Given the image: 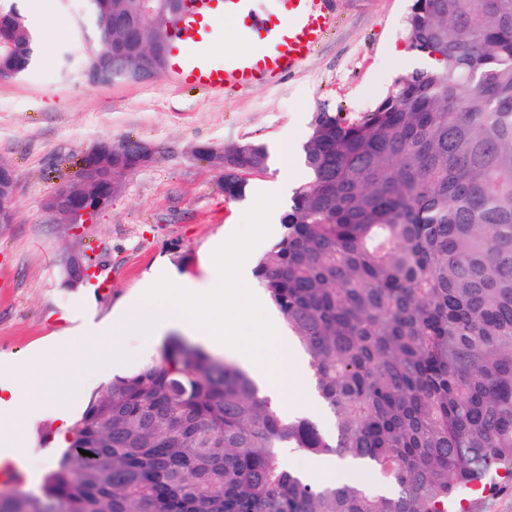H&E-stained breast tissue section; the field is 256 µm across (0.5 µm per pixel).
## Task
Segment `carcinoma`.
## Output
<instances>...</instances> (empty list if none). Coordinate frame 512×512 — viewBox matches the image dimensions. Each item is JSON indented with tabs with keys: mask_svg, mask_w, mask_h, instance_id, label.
I'll list each match as a JSON object with an SVG mask.
<instances>
[{
	"mask_svg": "<svg viewBox=\"0 0 512 512\" xmlns=\"http://www.w3.org/2000/svg\"><path fill=\"white\" fill-rule=\"evenodd\" d=\"M120 2L155 47L135 0H85L65 67L96 71ZM403 28L431 67L354 117L316 113L308 179L255 268L333 430L174 339L91 397L54 468L0 512H448L512 474V0H411ZM0 35V69L25 76L37 42L19 0L0 5ZM268 160L224 147V194ZM286 448L364 478L319 484Z\"/></svg>",
	"mask_w": 512,
	"mask_h": 512,
	"instance_id": "obj_1",
	"label": "carcinoma"
}]
</instances>
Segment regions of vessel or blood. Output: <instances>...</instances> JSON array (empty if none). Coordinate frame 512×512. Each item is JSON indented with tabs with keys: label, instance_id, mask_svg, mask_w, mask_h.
Returning <instances> with one entry per match:
<instances>
[{
	"label": "vessel or blood",
	"instance_id": "1",
	"mask_svg": "<svg viewBox=\"0 0 512 512\" xmlns=\"http://www.w3.org/2000/svg\"><path fill=\"white\" fill-rule=\"evenodd\" d=\"M337 0H183L169 39V69L176 84L219 94L269 85L298 69L336 24ZM230 18L250 43L248 53H229L223 64L208 60L202 48L215 38L213 20Z\"/></svg>",
	"mask_w": 512,
	"mask_h": 512
}]
</instances>
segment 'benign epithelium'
<instances>
[{
	"label": "benign epithelium",
	"mask_w": 512,
	"mask_h": 512,
	"mask_svg": "<svg viewBox=\"0 0 512 512\" xmlns=\"http://www.w3.org/2000/svg\"><path fill=\"white\" fill-rule=\"evenodd\" d=\"M152 53L142 51L135 39H130L120 47L105 51L102 58L103 66L110 69L114 66L124 70H132L138 77L152 73L148 66ZM127 152V142L114 144L110 141L101 142L94 150L93 156L99 158L96 165H84L78 171L77 179L82 182V192L69 183L58 187L45 201L46 213L55 221L65 224L78 234L88 224L96 222L97 217L112 205V197L120 192V183L112 180V161L122 158ZM0 178L10 189L7 196L0 195V212L12 208V201L17 192L18 183L12 169L0 164ZM71 281H88L92 269L83 262V255L69 257L64 266Z\"/></svg>",
	"instance_id": "obj_1"
}]
</instances>
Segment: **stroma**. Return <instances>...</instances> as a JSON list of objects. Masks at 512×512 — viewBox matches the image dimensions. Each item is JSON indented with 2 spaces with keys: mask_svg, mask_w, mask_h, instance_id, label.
<instances>
[{
  "mask_svg": "<svg viewBox=\"0 0 512 512\" xmlns=\"http://www.w3.org/2000/svg\"><path fill=\"white\" fill-rule=\"evenodd\" d=\"M49 2L61 25L49 32L48 55L26 77L0 81V161L18 179L17 221L0 226V371L50 336L72 335L71 314L85 301L107 315L161 263L200 275L201 250L216 236L231 235L258 193H279L275 214L284 216L307 178L299 150L319 107L366 111L398 77L429 65L408 50V0H339L334 30L275 85L229 89L220 97L173 86L165 74L143 83L93 85L77 69L60 75L84 0ZM127 139L152 146L155 158L123 175L120 193L96 223L75 235L49 222L45 199L73 179L100 141ZM284 139L295 148L289 171L269 160L236 199L225 196L220 174L195 152L203 144L244 141L270 150ZM90 252L107 286L68 287L63 263ZM462 507L512 512V478L500 476L492 491L473 489Z\"/></svg>",
  "mask_w": 512,
  "mask_h": 512,
  "instance_id": "35a3bbf8",
  "label": "stroma"
}]
</instances>
